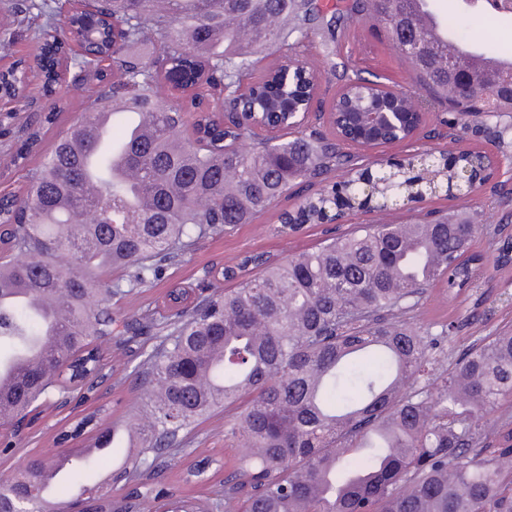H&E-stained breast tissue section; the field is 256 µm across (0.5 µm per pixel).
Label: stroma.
Returning a JSON list of instances; mask_svg holds the SVG:
<instances>
[{
	"instance_id": "stroma-1",
	"label": "stroma",
	"mask_w": 512,
	"mask_h": 512,
	"mask_svg": "<svg viewBox=\"0 0 512 512\" xmlns=\"http://www.w3.org/2000/svg\"><path fill=\"white\" fill-rule=\"evenodd\" d=\"M460 24L466 36L483 42L488 50L512 52V18H492L487 28L470 23L466 18L461 19ZM306 46L307 58L322 69L320 101H329L341 83L342 74L347 71L361 72L367 78L379 76L383 83L416 103L426 97L408 68L399 62L396 49L386 41L381 24L351 30L348 36L337 38L329 53L322 50L321 38L317 35L307 39ZM96 86V81L90 79L82 88L60 90L57 100H62L63 105L59 108L55 107V100L38 98L37 104L42 111L55 112L56 117L53 123L44 125L40 147L22 160L17 159L16 152L25 139L22 129L29 113L25 110L20 112L13 131L0 136V193L20 192L29 186L32 168L46 155L56 138L80 120L85 98ZM427 147L449 154L461 150L494 152L502 147L512 154V127L503 122L485 120L481 115L463 119L451 108L435 107L425 114L422 137L368 151L366 161L370 164L383 160L403 163L415 159ZM505 179V174H492L473 196L454 202L448 201L440 192L424 201L408 202L386 211L351 210L343 225L325 222L304 225L296 233L283 231L278 220L280 213L296 208L306 196L336 182L337 175L331 172L294 185L286 197L275 201L249 223L201 240L179 263L166 269L152 286L113 298L112 310L122 317L138 315L148 309L165 310L167 296L172 289L180 286L200 289L205 270L237 266L247 255L263 252L278 260L295 252L316 248L327 235L343 232L348 226L388 222L403 224L446 214L480 227L470 251L486 259L483 300L478 303L471 297L451 296L446 286L439 283L428 288L419 304L406 313L405 319L423 330L454 323L455 328L444 343L446 354L453 360L481 337L498 331H512V266L501 268L493 262L499 239L512 234V189L503 188ZM138 394V389L118 373L101 388L99 402L108 408L109 420L120 423L132 412ZM46 415L45 423L21 433L12 454L0 455V472L11 470L32 457L61 455L57 436L74 413L50 408ZM232 417V412L222 411L196 428L186 453L179 455L176 465L162 472L161 480L166 487L201 499L223 498L224 479L243 453L240 445L230 444L224 438ZM202 458L212 459V468L204 478L186 481L187 468Z\"/></svg>"
}]
</instances>
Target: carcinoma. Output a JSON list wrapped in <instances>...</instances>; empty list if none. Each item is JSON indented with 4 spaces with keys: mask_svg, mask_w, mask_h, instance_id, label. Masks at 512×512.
Returning <instances> with one entry per match:
<instances>
[{
    "mask_svg": "<svg viewBox=\"0 0 512 512\" xmlns=\"http://www.w3.org/2000/svg\"><path fill=\"white\" fill-rule=\"evenodd\" d=\"M416 0H354L357 24L376 19L431 106H455L460 78L475 87L486 75L512 78L501 59L478 49L441 17L448 44L425 27ZM88 10L120 25L100 48L112 61V83H102L81 121L56 139L31 172L34 199L5 211L0 239V388L7 424L50 397L73 395L77 370L98 368L111 378L102 347L121 324L127 340L156 336L129 372L142 390L141 413L126 426L135 451L112 466V483L129 488L126 507L148 512L163 501L168 512H512V332L484 336L456 361L438 350L440 336L402 316L427 288L448 294L481 290L482 258L468 254L471 224L446 217L406 224H362L315 249L281 261L246 258L252 276L233 269L221 277L237 286L181 305L189 291L175 289L169 313L119 321L112 298L146 288L199 240L246 224L296 183L353 166L336 145L304 132L264 141L247 155L231 148L248 132L220 127L216 113L235 112L238 92H254L256 116L285 112L288 102L312 100V86L285 84L256 56L271 48L299 47L312 24L332 30L315 0H87ZM18 26L66 35L48 0H16ZM44 23L39 24L37 20ZM159 36L163 49L148 41ZM45 87L56 82L60 47L39 42ZM177 72L206 89L186 104L158 95L162 78ZM5 86L23 91L21 61ZM408 97L387 93L378 81L355 77L328 103L336 113L405 111ZM119 104L139 109L148 134L128 138L112 123L110 140L124 149L129 175H102L87 192L86 153L94 149L86 124ZM195 113L186 135L185 113ZM481 161L459 152L450 164L414 174L413 164L392 165L404 193L416 200L477 173ZM360 200L335 186L333 198L302 201L290 230L322 221L332 208ZM124 280L110 279L112 271ZM236 409L230 434L246 448L224 481V503L179 495L152 479L184 451L198 421L221 408ZM56 459L29 462L0 474V512H65L84 502L86 512H112L107 492L84 486L77 498L46 506L44 476Z\"/></svg>",
    "mask_w": 512,
    "mask_h": 512,
    "instance_id": "1",
    "label": "carcinoma"
}]
</instances>
